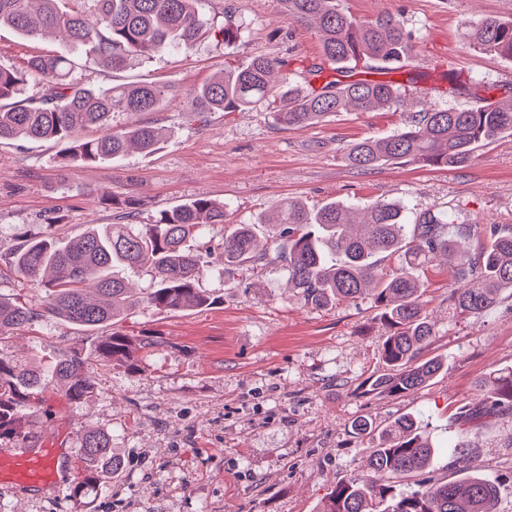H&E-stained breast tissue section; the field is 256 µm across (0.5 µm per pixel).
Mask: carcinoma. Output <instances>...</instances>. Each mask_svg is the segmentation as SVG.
I'll use <instances>...</instances> for the list:
<instances>
[{"label": "carcinoma", "instance_id": "obj_1", "mask_svg": "<svg viewBox=\"0 0 512 512\" xmlns=\"http://www.w3.org/2000/svg\"><path fill=\"white\" fill-rule=\"evenodd\" d=\"M204 0H0V26L25 37L58 33L69 43L66 54H37L22 68L0 66V141H51L62 146L66 163L92 164L121 159L135 151L153 153L165 129L127 119L157 112L166 100L156 84L92 87L77 70H120L141 56L188 52L208 37L218 42L240 38L239 28L216 26L203 11ZM285 16L312 23L326 60L336 72H350L361 60L383 70L402 64L412 51L413 32L405 21L383 13L360 20L339 8L337 0H280ZM463 38L474 49L512 59V22L487 17L463 23ZM42 83L26 95L32 81ZM405 102L398 80L333 79L304 88L293 80L283 60L256 56L195 88L190 112L199 121L213 112H237L266 106L279 124L309 127L340 112L390 111ZM95 127L97 137L84 131ZM512 134V97L478 107L418 112L393 133L355 140L343 154L354 169L372 170L412 161L422 167L461 168L474 149ZM336 200L310 208L287 198L247 224H230L227 205L199 198L160 211L152 223L102 224L67 241L56 232L28 238L11 252V263L34 285L45 289L43 313L90 329L110 327L91 348L73 347L45 366H22L0 356V438L25 439L22 415L40 405L55 387L71 402L89 400L95 391L92 365L124 359L134 337L117 323L140 307L182 311L215 299L200 288L211 271V249L188 242L206 226L224 227L223 275L247 276L275 264L288 274L287 284L307 308L369 299L381 309L388 334L381 344L384 371L366 379L365 393L401 394L430 382L441 370L436 357L423 352L437 335L422 313L423 275L437 256L455 258L456 288L448 302L456 314L479 315L512 291V229L495 224H450L442 211L411 210L400 201L376 200L362 209ZM144 271L153 287L132 297L116 269ZM38 313L0 297V331L31 322ZM483 400L459 412L471 425L484 415H512V368L489 374ZM363 448L370 475L341 479L327 494L320 512H498V488L476 464L470 445L458 436L454 462L463 476L436 482L423 477L437 448L424 437L416 419L403 416L381 428L371 418L350 423ZM84 482L101 484L121 466L110 454L111 437L91 429L81 442ZM413 480L408 490L401 482Z\"/></svg>", "mask_w": 512, "mask_h": 512}]
</instances>
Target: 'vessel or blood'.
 I'll return each mask as SVG.
<instances>
[{
	"instance_id": "b4317fda",
	"label": "vessel or blood",
	"mask_w": 512,
	"mask_h": 512,
	"mask_svg": "<svg viewBox=\"0 0 512 512\" xmlns=\"http://www.w3.org/2000/svg\"><path fill=\"white\" fill-rule=\"evenodd\" d=\"M62 439L41 435L38 447L20 445L0 451V485L14 489L57 486Z\"/></svg>"
}]
</instances>
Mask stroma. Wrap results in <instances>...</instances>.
<instances>
[{
    "instance_id": "1",
    "label": "stroma",
    "mask_w": 512,
    "mask_h": 512,
    "mask_svg": "<svg viewBox=\"0 0 512 512\" xmlns=\"http://www.w3.org/2000/svg\"><path fill=\"white\" fill-rule=\"evenodd\" d=\"M361 20L389 13L415 34L405 70L413 107L394 112H341L326 122L288 129L266 107L215 112L199 122L186 94L256 55L288 62L297 83L326 66L320 38L288 20L279 0H206L218 24L239 26L233 43L205 40L189 53L133 61L124 71L80 72L96 86L155 82L168 89L163 111L139 119L168 131L158 150L94 164H61L50 142L0 144V296L41 309L44 289L20 275L9 255L21 235H42L44 220L61 217L60 233L75 236L91 224L126 223L123 206L102 202L108 189L143 203L134 221L151 223L161 210L206 197L227 204L231 219L247 223L276 202L296 197L319 206L400 200L416 210L444 209L455 224L512 227V135L479 147L462 169L385 165L360 171L342 150L349 142L389 134L421 109L468 106L512 96V60L473 50L463 22L489 16L512 20V0H339ZM52 37L29 39L0 28V66L21 67L39 53H61ZM456 64H449V53ZM492 86L483 92L475 79ZM423 311L438 335L427 349L443 362L426 386L392 396H359L383 369L387 328L370 301L312 310L286 287L285 270L254 271L249 286L212 273L200 286L212 305L165 312L141 308L119 330L150 337L126 364L93 365L91 400L71 402L47 392L38 411L23 418L26 434L62 429L69 458L66 489L24 492L0 486V512H320L342 478L366 475L363 443L350 422L366 415L386 424L416 418L438 446L428 472L456 478L449 448L456 412L477 404V383L512 367V296L479 315L448 308L451 270L437 262L425 273ZM98 333L45 315L0 332V356L45 363L60 350ZM88 429L110 434L121 468L105 485L73 497L82 477L80 438ZM484 472L499 484L498 512H512V420L489 418L465 432Z\"/></svg>"
}]
</instances>
